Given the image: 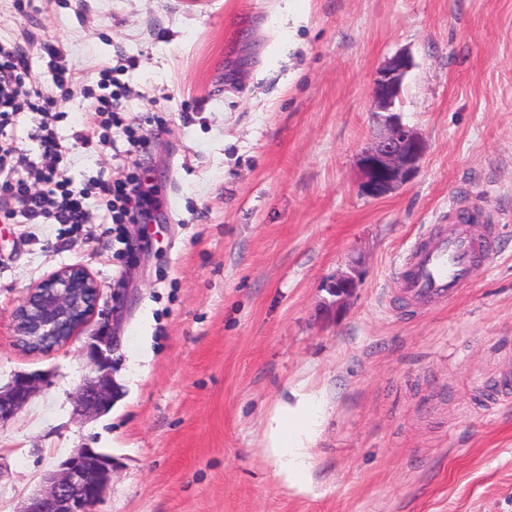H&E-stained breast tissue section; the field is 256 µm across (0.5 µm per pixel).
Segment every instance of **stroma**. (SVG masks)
Returning a JSON list of instances; mask_svg holds the SVG:
<instances>
[{"instance_id": "35a3bbf8", "label": "stroma", "mask_w": 512, "mask_h": 512, "mask_svg": "<svg viewBox=\"0 0 512 512\" xmlns=\"http://www.w3.org/2000/svg\"><path fill=\"white\" fill-rule=\"evenodd\" d=\"M23 34L44 91V43L72 74L62 137L98 135L89 96L111 67L151 140L147 157L73 149V188L145 165L162 205L125 243L96 204L77 229L0 223V386L43 378L0 425V512L82 447L113 460L92 512H512V407L494 406L512 375V0H0V41ZM400 51L403 118L427 150L370 199L371 83ZM460 202L496 220L498 249L453 302L420 309L395 269ZM76 263L100 315L24 352L11 312ZM352 268L337 302L326 283ZM119 290L112 407L85 417L84 351ZM296 387L319 427L288 485L264 447Z\"/></svg>"}]
</instances>
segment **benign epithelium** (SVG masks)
<instances>
[{
	"instance_id": "7a95c632",
	"label": "benign epithelium",
	"mask_w": 512,
	"mask_h": 512,
	"mask_svg": "<svg viewBox=\"0 0 512 512\" xmlns=\"http://www.w3.org/2000/svg\"><path fill=\"white\" fill-rule=\"evenodd\" d=\"M413 68L412 57L400 52L376 70L371 84V112L382 132L357 156L362 195L379 199L410 183L426 150L423 137L404 123L398 103L403 83ZM356 285L350 275H338L327 285L336 298ZM101 288L81 265H70L48 275L28 289L11 313L18 345L33 353L68 343L98 313ZM118 323L104 321L91 338L86 355L94 376L86 379L77 396L79 412L97 416L112 407V349ZM40 385L36 376H17L0 387V425L26 405ZM112 482V455L96 448H76L58 468L48 473L43 487L17 512H90Z\"/></svg>"
}]
</instances>
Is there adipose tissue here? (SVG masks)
Returning <instances> with one entry per match:
<instances>
[{
	"mask_svg": "<svg viewBox=\"0 0 512 512\" xmlns=\"http://www.w3.org/2000/svg\"><path fill=\"white\" fill-rule=\"evenodd\" d=\"M318 404L313 395L296 390L280 401L269 423L267 450L284 481L298 477L306 467L308 444L317 433Z\"/></svg>",
	"mask_w": 512,
	"mask_h": 512,
	"instance_id": "1",
	"label": "adipose tissue"
}]
</instances>
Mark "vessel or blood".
Wrapping results in <instances>:
<instances>
[{
  "mask_svg": "<svg viewBox=\"0 0 512 512\" xmlns=\"http://www.w3.org/2000/svg\"><path fill=\"white\" fill-rule=\"evenodd\" d=\"M481 214L462 222L456 211L433 225L410 247L397 268L403 297L420 307H435L454 300L468 284L470 270L494 249V229L482 227Z\"/></svg>",
  "mask_w": 512,
  "mask_h": 512,
  "instance_id": "b4317fda",
  "label": "vessel or blood"
}]
</instances>
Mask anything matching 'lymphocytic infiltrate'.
<instances>
[{
	"label": "lymphocytic infiltrate",
	"mask_w": 512,
	"mask_h": 512,
	"mask_svg": "<svg viewBox=\"0 0 512 512\" xmlns=\"http://www.w3.org/2000/svg\"><path fill=\"white\" fill-rule=\"evenodd\" d=\"M47 69L57 95L72 91V78L62 60L59 47L44 45ZM31 62L20 41L0 43V190L14 201L11 208L0 213V219L15 224H70L76 227L89 223L87 195L74 191L59 162L67 147L57 132L60 117L56 110L57 95L43 92L30 82ZM99 85L103 92L90 105L92 120L101 129L99 138H90L84 131L72 134L74 144L84 148L98 146L115 148L111 132L122 133L128 153H144L150 141L137 128L127 124L120 112L117 93L111 92L112 71L103 69ZM32 124V137L38 144L39 160H32L9 125L18 117ZM99 190L105 201V223L111 224L116 239H123L130 224H150L156 219L159 201L151 185L140 173L127 171L104 178Z\"/></svg>",
	"instance_id": "obj_1"
}]
</instances>
